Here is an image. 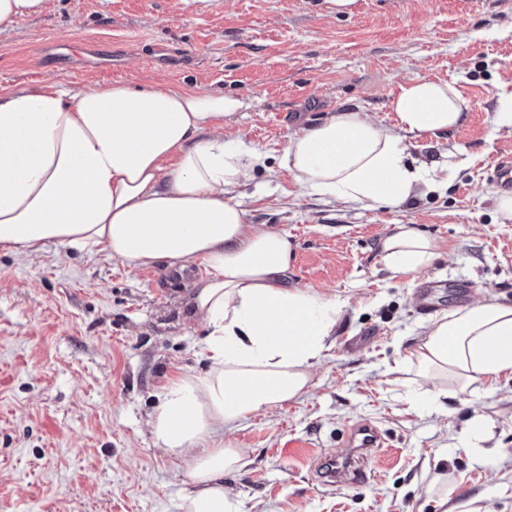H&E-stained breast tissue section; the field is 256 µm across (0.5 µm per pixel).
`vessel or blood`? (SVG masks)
Listing matches in <instances>:
<instances>
[{
	"mask_svg": "<svg viewBox=\"0 0 512 512\" xmlns=\"http://www.w3.org/2000/svg\"><path fill=\"white\" fill-rule=\"evenodd\" d=\"M381 435L376 427L366 424L354 427L348 437L346 448L330 459L325 471L328 482L362 484L369 478L366 463L371 452L382 447Z\"/></svg>",
	"mask_w": 512,
	"mask_h": 512,
	"instance_id": "1",
	"label": "vessel or blood"
}]
</instances>
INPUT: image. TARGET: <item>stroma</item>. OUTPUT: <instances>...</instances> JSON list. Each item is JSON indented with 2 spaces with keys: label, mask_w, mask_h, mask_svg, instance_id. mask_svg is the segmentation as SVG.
I'll return each mask as SVG.
<instances>
[{
  "label": "stroma",
  "mask_w": 512,
  "mask_h": 512,
  "mask_svg": "<svg viewBox=\"0 0 512 512\" xmlns=\"http://www.w3.org/2000/svg\"><path fill=\"white\" fill-rule=\"evenodd\" d=\"M453 83L469 104L444 136L413 140L409 159L449 166L448 187L397 207L305 193L279 165L288 137L339 109L394 126L390 104L409 79ZM48 81L66 89L131 82L221 90L245 106L224 122L268 157L240 189L249 223L285 234L286 286L311 287L348 312L301 399L224 433L243 465L224 487L243 512H512V379L448 401L397 369L432 317L472 298L512 301V223L495 216L488 176L512 153L494 125L512 92V0H50L0 28V90ZM408 224L441 255L419 273L440 281L431 314L379 242ZM103 251L50 243L35 255L0 247V512H180L184 472L156 448L148 421L164 387L203 371L206 331L189 319L190 282ZM478 415L494 422L480 455L457 444ZM385 436L366 484H322L352 425Z\"/></svg>",
  "instance_id": "obj_1"
}]
</instances>
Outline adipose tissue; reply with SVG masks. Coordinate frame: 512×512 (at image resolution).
<instances>
[{"label": "adipose tissue", "mask_w": 512, "mask_h": 512, "mask_svg": "<svg viewBox=\"0 0 512 512\" xmlns=\"http://www.w3.org/2000/svg\"><path fill=\"white\" fill-rule=\"evenodd\" d=\"M241 107L220 91L127 82L0 92V246L31 255L55 242L140 267H204L189 315L207 327V366L172 380L150 421L155 444L184 467L183 512H241L224 476L243 454L220 430L307 393L346 313L334 297L285 286L287 238L248 222L238 188L266 158L222 133ZM391 107V127L339 110L300 129L281 167L308 193L370 208L447 184L408 162L407 139L458 128L466 99L416 77ZM380 250L392 273H419L441 244L400 224ZM400 363L433 381L427 397L440 408L512 374V303L484 298L429 322Z\"/></svg>", "instance_id": "adipose-tissue-1"}]
</instances>
